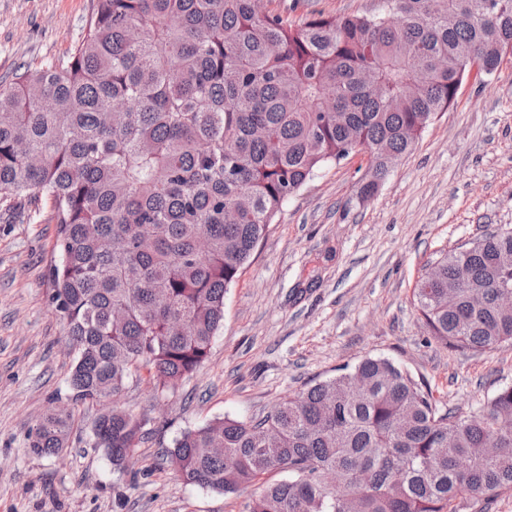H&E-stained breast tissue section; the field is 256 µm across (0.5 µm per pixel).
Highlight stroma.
<instances>
[{
  "label": "stroma",
  "instance_id": "35a3bbf8",
  "mask_svg": "<svg viewBox=\"0 0 512 512\" xmlns=\"http://www.w3.org/2000/svg\"><path fill=\"white\" fill-rule=\"evenodd\" d=\"M94 0H0V85L30 65L67 58ZM292 25L324 14L372 16L384 0H266ZM364 152L316 169L282 205L224 295L208 358L175 389L130 379L120 404L142 440L123 467L97 448L104 406L74 400L75 352L52 301L56 224L48 201L0 198V512H246L234 495L187 483L163 451L182 432L249 420L366 356L423 378L441 406L466 414L512 385V345L460 351L433 340L416 286L440 253L512 226V54L422 131L378 192L359 193ZM70 414L62 452L30 435Z\"/></svg>",
  "mask_w": 512,
  "mask_h": 512
}]
</instances>
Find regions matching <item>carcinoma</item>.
<instances>
[{"label":"carcinoma","mask_w":512,"mask_h":512,"mask_svg":"<svg viewBox=\"0 0 512 512\" xmlns=\"http://www.w3.org/2000/svg\"><path fill=\"white\" fill-rule=\"evenodd\" d=\"M374 16L293 27L255 0H96L61 61L0 88V196H42L57 224L52 299L76 350L79 400L117 398L145 367L174 389L207 359L224 294L289 196L323 164L369 156L361 194L469 77L512 53V0H386ZM454 14L448 23V13ZM417 286L432 337L512 344V228L445 253ZM52 413L36 454L65 447ZM141 425L118 402L95 426L122 466ZM183 479L247 512H462L512 491V386L467 416L388 358L278 403L256 421L184 431L167 450ZM288 479L264 485L262 475Z\"/></svg>","instance_id":"carcinoma-1"}]
</instances>
